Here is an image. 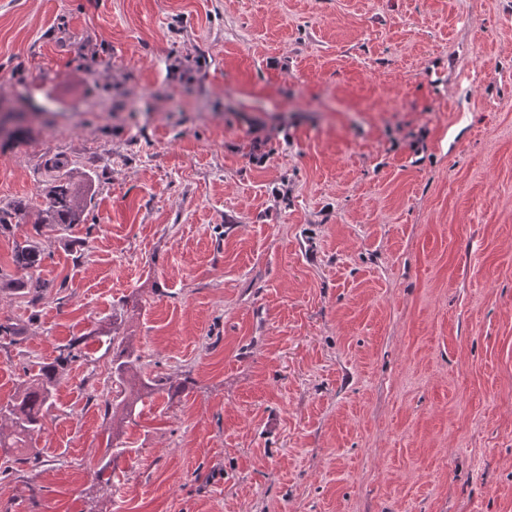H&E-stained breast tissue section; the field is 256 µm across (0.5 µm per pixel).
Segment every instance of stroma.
<instances>
[{
  "label": "stroma",
  "instance_id": "stroma-1",
  "mask_svg": "<svg viewBox=\"0 0 512 512\" xmlns=\"http://www.w3.org/2000/svg\"><path fill=\"white\" fill-rule=\"evenodd\" d=\"M22 96L0 205L96 196L0 235L54 284L0 401L84 353L0 512H512V0H0ZM114 318L168 379L117 458ZM95 195L96 185L92 175H87L82 186L76 188L64 174H58L35 208L25 200L7 207L0 206V235H14L17 225L32 217L33 208L35 217L31 224H58L64 230L72 224H82Z\"/></svg>",
  "mask_w": 512,
  "mask_h": 512
}]
</instances>
